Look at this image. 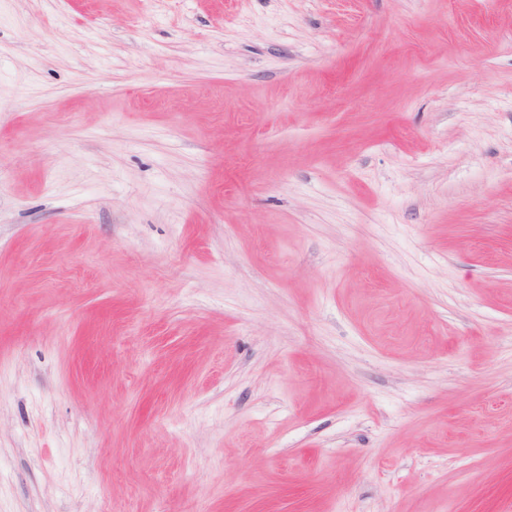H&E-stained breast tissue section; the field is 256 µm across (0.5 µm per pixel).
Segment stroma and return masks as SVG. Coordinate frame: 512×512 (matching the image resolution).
<instances>
[{"label": "stroma", "instance_id": "35a3bbf8", "mask_svg": "<svg viewBox=\"0 0 512 512\" xmlns=\"http://www.w3.org/2000/svg\"><path fill=\"white\" fill-rule=\"evenodd\" d=\"M0 512H512V0H0Z\"/></svg>", "mask_w": 512, "mask_h": 512}]
</instances>
